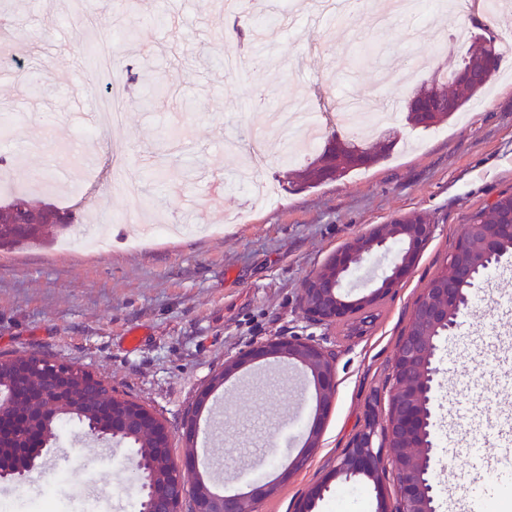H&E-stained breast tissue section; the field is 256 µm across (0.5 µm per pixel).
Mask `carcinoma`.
Returning a JSON list of instances; mask_svg holds the SVG:
<instances>
[{"label":"carcinoma","mask_w":512,"mask_h":512,"mask_svg":"<svg viewBox=\"0 0 512 512\" xmlns=\"http://www.w3.org/2000/svg\"><path fill=\"white\" fill-rule=\"evenodd\" d=\"M504 57L502 39L496 35L486 39L473 38V41L456 69L435 71L423 80L415 94L407 103L406 120L413 128L428 130L451 119L456 112L467 105L488 84V80L473 83L468 79L469 63L481 60L489 66V75H494ZM384 155L366 147L357 138H334L324 149L320 163H311L304 173L307 184L321 182L316 175L326 171L329 178L346 176L353 170L373 165ZM512 208V194L502 195L495 205L476 211L469 219L471 223L497 224L502 211ZM77 221V216L55 204L35 205L22 191L10 192L0 200V248H14L22 245L41 244L46 241L42 228L46 224H55L64 231ZM457 261L486 268L482 254L470 249H462L448 255L447 261ZM38 359L28 358L0 359V392L13 389L15 376L24 373L27 387L10 396L17 418L25 423V431L19 433L15 424L6 423L0 428V458H11L15 463L24 462L25 449L43 443L50 444L59 428L77 421L84 422L88 431L102 438L109 437L112 429V411L108 406L110 395L107 388H99L96 400L88 403L80 389V380L85 370L71 365L72 379L64 397L69 403L54 407L40 399L39 390L43 387L41 370L37 368Z\"/></svg>","instance_id":"obj_1"}]
</instances>
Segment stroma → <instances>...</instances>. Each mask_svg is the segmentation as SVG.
Instances as JSON below:
<instances>
[{"label":"stroma","instance_id":"stroma-1","mask_svg":"<svg viewBox=\"0 0 512 512\" xmlns=\"http://www.w3.org/2000/svg\"><path fill=\"white\" fill-rule=\"evenodd\" d=\"M301 0H253L249 15L226 16L224 0H0L10 29L0 37V116L10 133L0 156L15 158L14 185L33 202L70 207L79 224L124 226L121 236L90 249L59 241L0 249V355L38 353L77 363L106 379L113 391L144 403L172 431V454L184 460L185 421L198 412V430L220 437L214 457L198 455L185 471L239 491L264 482L304 443L315 405L303 371L258 362L214 394L224 404L217 424L196 411L198 394L251 346L276 336H300L336 356L337 389L319 448L260 512H295L317 485L329 483L312 512H376L394 504L392 481L331 479L342 451L364 423L372 394L391 372L396 346L416 300L454 250L477 210L512 193V55L489 90L452 119L423 131L403 117L415 82L413 61L447 69L464 56L451 14L380 24L370 17L379 0L357 11L309 14ZM276 19L271 40L244 44L256 59L246 73L216 63L225 40L247 28L250 14ZM387 101L398 139L389 157L340 179L308 187L288 163L300 136L267 124L266 116L306 100L327 137L340 100L368 111ZM121 112L97 129L90 113ZM94 130L89 139L79 131ZM265 145L263 178L279 185L272 204L255 207L235 175L254 136ZM60 145L85 154L75 190L44 189L50 166L42 153ZM125 177L153 211L185 225L184 234L136 242L128 229L127 195L112 184L115 154ZM425 215L433 235L409 275L372 308L364 334L345 323L304 315L301 292L314 272L348 241L374 226ZM395 252L377 251L346 274L343 292L367 295L390 275ZM512 257L481 282L456 328L442 339L437 393L439 512H466L472 488L486 482L512 447ZM135 450L102 440L76 425L59 431L27 478L0 482L15 512L43 502L55 512H139Z\"/></svg>","mask_w":512,"mask_h":512}]
</instances>
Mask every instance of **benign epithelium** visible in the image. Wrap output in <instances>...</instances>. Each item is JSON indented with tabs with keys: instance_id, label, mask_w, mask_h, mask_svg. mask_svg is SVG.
I'll return each instance as SVG.
<instances>
[{
	"instance_id": "1",
	"label": "benign epithelium",
	"mask_w": 512,
	"mask_h": 512,
	"mask_svg": "<svg viewBox=\"0 0 512 512\" xmlns=\"http://www.w3.org/2000/svg\"><path fill=\"white\" fill-rule=\"evenodd\" d=\"M399 231L381 224L348 242L322 269L315 272L303 288L300 305L303 313L322 323L349 321L367 311L407 276L433 234L432 226L421 222H401ZM476 244L485 253L503 252L502 243L512 242V212L501 225L507 235L482 230ZM397 250L393 272L381 279L380 286L357 300L348 301L343 294L345 274L361 266L377 249ZM477 276L461 267L456 269L457 288L434 275L416 301L410 324L399 338L391 373L386 386L387 421L377 428L369 419L340 456L334 478L348 482L362 477L379 486L387 476L396 481L398 498L394 508L378 512H437L434 464L436 434L433 429L434 387L438 369L435 357L440 339L457 324V315L467 308ZM269 365L288 362L302 368L313 386L315 409L306 429L302 448L274 481L253 486L247 491L217 493L197 481L196 492L186 497L182 468L167 477L159 471L171 466V432L168 424L145 405L112 393V437L137 438L150 435L153 450L137 458L142 493V512H259L260 503L274 496L288 477L303 469L312 452L319 447L324 420L336 396V357L324 347L299 336H281L251 347L224 362L220 378H212L200 395L197 407L208 401L211 392L252 363ZM189 502L188 510H182Z\"/></svg>"
}]
</instances>
